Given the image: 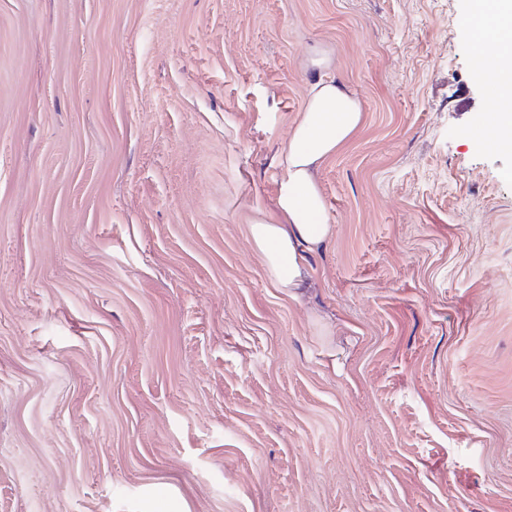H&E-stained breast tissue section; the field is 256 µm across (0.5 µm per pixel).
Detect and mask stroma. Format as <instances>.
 I'll use <instances>...</instances> for the list:
<instances>
[{"label": "stroma", "mask_w": 512, "mask_h": 512, "mask_svg": "<svg viewBox=\"0 0 512 512\" xmlns=\"http://www.w3.org/2000/svg\"><path fill=\"white\" fill-rule=\"evenodd\" d=\"M471 0H0V512H512V152ZM332 234L248 224L313 49ZM333 66L328 53L309 58L308 67L316 71L314 81L280 151L283 176L277 196L278 221L258 212L248 225L254 251L268 277L288 292L307 286V255L331 235L316 171L355 134L363 119L359 99L328 74Z\"/></svg>", "instance_id": "1"}]
</instances>
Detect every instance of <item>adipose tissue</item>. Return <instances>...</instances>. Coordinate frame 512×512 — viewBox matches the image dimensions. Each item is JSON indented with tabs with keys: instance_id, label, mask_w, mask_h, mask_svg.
<instances>
[{
	"instance_id": "ef3b65f1",
	"label": "adipose tissue",
	"mask_w": 512,
	"mask_h": 512,
	"mask_svg": "<svg viewBox=\"0 0 512 512\" xmlns=\"http://www.w3.org/2000/svg\"><path fill=\"white\" fill-rule=\"evenodd\" d=\"M461 23L473 38L480 78L495 80L487 101L490 118L502 136L512 137V0H472ZM308 66L315 77L280 151L278 218L273 221L259 213L248 226L268 277L291 292L305 287L307 256L331 235L316 171L363 119L359 99L332 76L334 60L328 53L314 54Z\"/></svg>"
}]
</instances>
